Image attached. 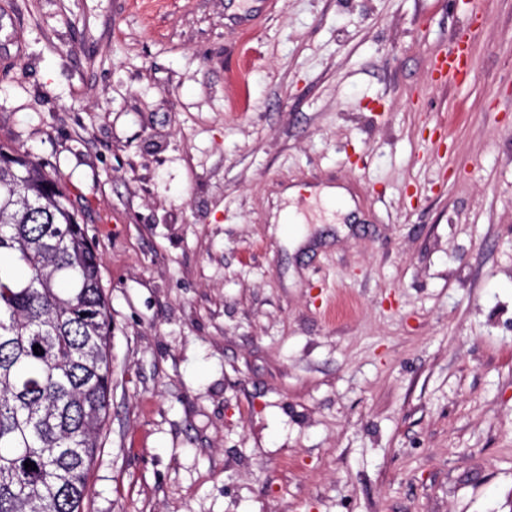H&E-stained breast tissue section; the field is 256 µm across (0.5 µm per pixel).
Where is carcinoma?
Here are the masks:
<instances>
[{"label": "carcinoma", "instance_id": "obj_1", "mask_svg": "<svg viewBox=\"0 0 512 512\" xmlns=\"http://www.w3.org/2000/svg\"><path fill=\"white\" fill-rule=\"evenodd\" d=\"M100 267L66 185L0 142V512H83L112 395Z\"/></svg>", "mask_w": 512, "mask_h": 512}]
</instances>
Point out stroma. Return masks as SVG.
I'll return each instance as SVG.
<instances>
[{"label":"stroma","mask_w":512,"mask_h":512,"mask_svg":"<svg viewBox=\"0 0 512 512\" xmlns=\"http://www.w3.org/2000/svg\"><path fill=\"white\" fill-rule=\"evenodd\" d=\"M0 140L101 257L84 512H512V0H0ZM468 72V62L465 56V51L460 41H456L454 49L443 54L437 59L432 79L439 81L446 79L448 75L453 78H464Z\"/></svg>","instance_id":"stroma-1"}]
</instances>
